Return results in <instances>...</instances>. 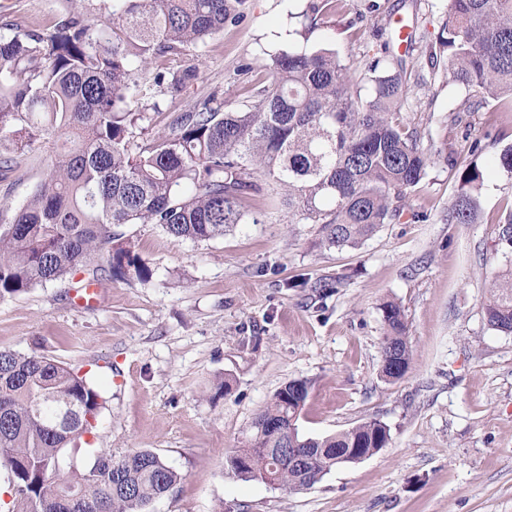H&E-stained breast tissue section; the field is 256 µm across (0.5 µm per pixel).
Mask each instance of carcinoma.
<instances>
[{
    "mask_svg": "<svg viewBox=\"0 0 512 512\" xmlns=\"http://www.w3.org/2000/svg\"><path fill=\"white\" fill-rule=\"evenodd\" d=\"M248 0H112L104 20L59 19L50 32L0 36V140L10 153L54 139L52 169L11 220L0 224V299L82 272L151 278L148 262L114 248L116 228L159 224L178 239L210 240L245 220L243 201L275 184L284 191L288 223L318 224L317 245L357 247L382 225L399 223L406 198L432 156L417 132L399 120L408 94L401 71L370 62L373 91L356 89L355 74L326 49L293 50L261 65L255 102L235 104L213 93L177 115L168 132L131 152L145 100L165 84L176 95L197 77L194 66L160 67L206 43ZM449 80L469 90L466 110L512 105V0H451L438 56ZM461 191L448 223L474 224L476 165L460 173ZM499 240L512 246V206L499 218ZM382 371L395 380L410 364L407 325L399 305H381ZM487 325L512 335V265L498 271L483 303ZM308 394L279 388L253 420L240 448L225 453L228 473L260 479L275 463L269 448L303 449L299 468L281 462L278 488L306 490L341 464L339 451L368 453L390 441L382 422L365 421L322 438L307 437L289 418ZM102 409L91 380L36 353L0 350V468L14 489L7 512H150L184 475L147 449L98 451L74 465ZM248 457L245 468L234 464Z\"/></svg>",
    "mask_w": 512,
    "mask_h": 512,
    "instance_id": "carcinoma-1",
    "label": "carcinoma"
}]
</instances>
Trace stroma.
<instances>
[{
  "mask_svg": "<svg viewBox=\"0 0 512 512\" xmlns=\"http://www.w3.org/2000/svg\"><path fill=\"white\" fill-rule=\"evenodd\" d=\"M449 0H250L243 19L191 50L198 76L179 95L158 87L142 139L213 92L242 102L238 69L288 50L326 48L359 76L377 58L403 70L400 118L436 161L411 191L414 223L386 224L355 248L317 246L318 227L292 224L279 195L246 200L248 222L224 236L174 238L127 224L122 242L146 259L150 281L104 277L99 303L50 284L0 300V349L38 353L90 375L105 407L91 443L119 455L155 452L184 479L152 512H512V335L488 328L483 302L495 272L512 264L498 219L512 175L493 163L512 142V112H469L467 90L430 64ZM112 0H0V34L50 29L70 13L105 19ZM483 151L470 155V142ZM41 147L12 156L0 198L17 209L48 175ZM483 172L481 216L452 224L448 210L470 163ZM328 278L329 293L314 281ZM402 308L411 362L381 373V304ZM230 383L216 394V380ZM302 379L301 432L326 437L376 419L386 448L288 493L228 475L224 455L273 393Z\"/></svg>",
  "mask_w": 512,
  "mask_h": 512,
  "instance_id": "35a3bbf8",
  "label": "stroma"
}]
</instances>
